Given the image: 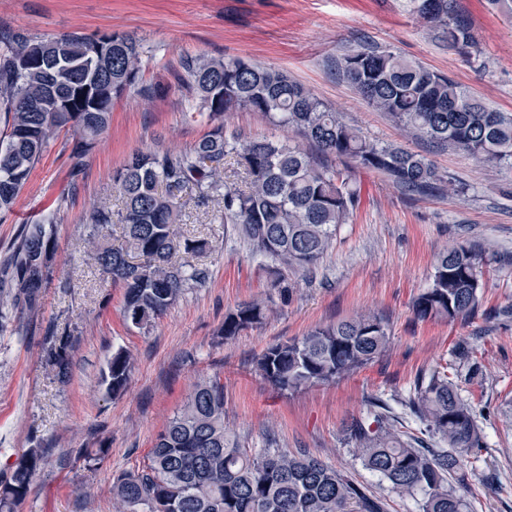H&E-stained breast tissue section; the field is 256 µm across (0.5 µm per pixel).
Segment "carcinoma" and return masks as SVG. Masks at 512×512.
Returning a JSON list of instances; mask_svg holds the SVG:
<instances>
[{
	"label": "carcinoma",
	"mask_w": 512,
	"mask_h": 512,
	"mask_svg": "<svg viewBox=\"0 0 512 512\" xmlns=\"http://www.w3.org/2000/svg\"><path fill=\"white\" fill-rule=\"evenodd\" d=\"M413 2L448 50L478 48L457 0ZM142 56L140 39L117 30L0 36V213L12 209L62 131L76 135L70 158L74 167L82 165L110 124L113 101L144 92L138 88ZM180 67L210 129L187 149L132 152L113 175L122 209L94 208L83 239L99 271L124 288L123 317L133 327L150 326L208 279L207 269L189 261L207 242L178 228L187 205L207 210L218 204V221L233 225L252 254L278 264L273 286L286 288L289 273L314 267L328 253L359 203L360 185L348 163L385 174L407 194L464 191L426 157L369 139L279 68L205 54L183 57ZM336 72L407 137L449 146L479 166L512 167V114L488 107L452 78L370 48L340 56ZM242 109L262 113L292 136L228 131L224 114ZM230 155L236 169L228 173L221 163ZM114 223L122 225L120 247L107 241ZM56 235L52 218L23 228L4 263L12 295L0 297V330L12 309L38 307L52 281ZM483 253L469 242L439 252L429 286L412 302L415 318L454 322L478 315ZM267 317L264 303L241 304L224 315L222 334L231 339ZM389 342L383 317L360 314L269 346L255 370L279 390L295 392L366 367ZM69 349L67 336L47 349V364L63 379ZM131 371L130 356L113 353L107 391H125ZM483 379L473 346L457 342L450 366L421 374L404 401L439 447L398 430L391 407L377 399L367 419L349 426L355 457L395 492L418 498L420 512H473L469 491L455 489L449 477L487 451L472 401L462 396V385ZM42 462L38 448L17 460L0 482V512H16L29 497ZM112 497L118 512H385L381 499L305 448H244L224 426V384L217 377L197 380L156 435L141 470L113 476Z\"/></svg>",
	"instance_id": "cac0c4a2"
}]
</instances>
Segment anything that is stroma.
Listing matches in <instances>:
<instances>
[{
  "instance_id": "35a3bbf8",
  "label": "stroma",
  "mask_w": 512,
  "mask_h": 512,
  "mask_svg": "<svg viewBox=\"0 0 512 512\" xmlns=\"http://www.w3.org/2000/svg\"><path fill=\"white\" fill-rule=\"evenodd\" d=\"M458 4L479 43L471 54L446 49L412 0H0L1 34H135L145 49L142 85L161 91L116 100L109 128L80 168L70 159L71 136H60L11 212L0 216V264L23 225L52 212L58 221L52 283L20 330L0 332V481L28 449L44 454L19 512H113V476L140 470L193 383L213 376L224 385V424L245 447L309 449L381 497L387 512H419L415 498L391 491L361 466L347 428L366 419L371 401L380 398L418 432L399 400L418 374L449 362L463 339L476 348L485 376L469 388L488 448L465 468L474 512H512V317L498 314L512 305V169L482 168L452 150L406 139L332 68L346 51L386 48L453 78L490 108L512 113V21L487 0ZM199 52L283 69L371 140L426 156L465 183L466 193L404 195L381 172L357 171L359 205L318 265L291 276L286 294L271 285V261L250 255L231 225L186 206L179 229L211 243L194 260L208 268L209 279L149 329L127 326L123 288L80 246L88 233L85 218L102 203L121 208L112 176L131 152L183 149L208 130L180 80L181 57ZM471 240L494 255L481 267L483 315L452 323L416 320L411 302L429 283L435 253ZM260 295L273 307L267 321L222 339L225 314ZM369 311L386 319L391 343L359 372L292 393L256 373L267 347ZM65 335L72 348L62 383L46 364V350ZM120 349L130 353L133 369L126 391L112 396L104 376ZM100 450L104 458L88 465L85 454Z\"/></svg>"
}]
</instances>
